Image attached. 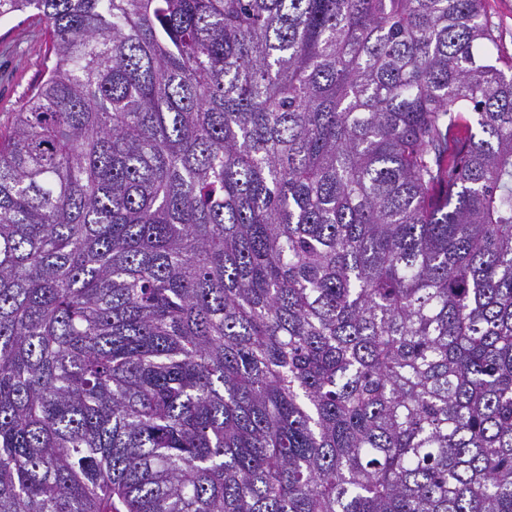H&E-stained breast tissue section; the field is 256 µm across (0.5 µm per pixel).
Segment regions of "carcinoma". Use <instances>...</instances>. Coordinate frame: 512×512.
<instances>
[{
	"label": "carcinoma",
	"instance_id": "carcinoma-1",
	"mask_svg": "<svg viewBox=\"0 0 512 512\" xmlns=\"http://www.w3.org/2000/svg\"><path fill=\"white\" fill-rule=\"evenodd\" d=\"M0 512H512V52L486 0H0ZM31 11L0 19V123L6 124L43 76L49 39Z\"/></svg>",
	"mask_w": 512,
	"mask_h": 512
}]
</instances>
